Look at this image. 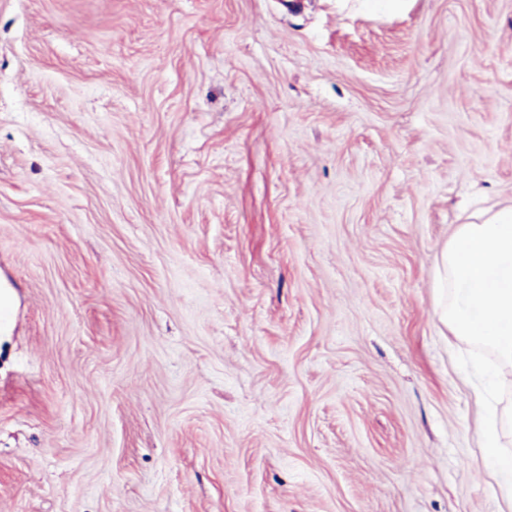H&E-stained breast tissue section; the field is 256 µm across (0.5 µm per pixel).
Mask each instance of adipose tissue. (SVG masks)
<instances>
[{
    "label": "adipose tissue",
    "mask_w": 512,
    "mask_h": 512,
    "mask_svg": "<svg viewBox=\"0 0 512 512\" xmlns=\"http://www.w3.org/2000/svg\"><path fill=\"white\" fill-rule=\"evenodd\" d=\"M446 297L435 308L451 335L490 346L512 367V206L456 225L437 263ZM498 421L482 433L483 466L512 494V457L501 455Z\"/></svg>",
    "instance_id": "ef3b65f1"
}]
</instances>
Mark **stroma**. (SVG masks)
<instances>
[{
    "label": "stroma",
    "instance_id": "stroma-1",
    "mask_svg": "<svg viewBox=\"0 0 512 512\" xmlns=\"http://www.w3.org/2000/svg\"><path fill=\"white\" fill-rule=\"evenodd\" d=\"M494 203L512 0H0V512H512ZM457 224L437 263L435 308L452 336L490 346L512 367V206ZM497 431L498 420L494 417L482 433L483 466L505 492L512 494V457L500 454Z\"/></svg>",
    "mask_w": 512,
    "mask_h": 512
}]
</instances>
